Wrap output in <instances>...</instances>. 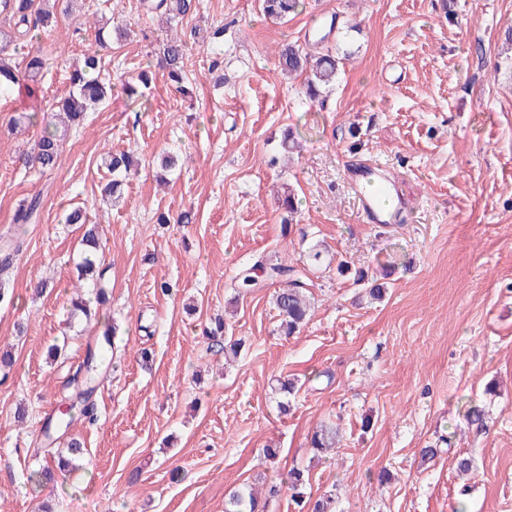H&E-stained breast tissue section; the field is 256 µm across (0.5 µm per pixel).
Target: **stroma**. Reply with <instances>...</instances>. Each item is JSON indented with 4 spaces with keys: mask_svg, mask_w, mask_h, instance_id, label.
I'll use <instances>...</instances> for the list:
<instances>
[{
    "mask_svg": "<svg viewBox=\"0 0 512 512\" xmlns=\"http://www.w3.org/2000/svg\"><path fill=\"white\" fill-rule=\"evenodd\" d=\"M90 16L133 31L105 55L116 84L166 36L139 0H85L40 42L66 63L44 77L42 109L68 91V66L93 44V31L71 36ZM333 17L338 75L312 102L304 77L281 74L277 50ZM193 23L212 37L189 48L190 96L158 73L138 115L112 97L68 133L53 170L17 164L43 126L12 131L31 102L18 87L0 94V245L21 244L0 276V347L15 359L0 371V512H224L233 491L267 490L293 467L307 471L313 497L332 496L334 512H512V0H305L283 24L265 19L260 0H200ZM289 129L300 151L284 158ZM123 149L138 172L113 206L105 156ZM165 151L178 157L167 173ZM367 165L398 180L402 223L363 216L352 173ZM285 184L299 202L287 237ZM34 195L37 217L14 224ZM77 205L102 235L109 300L99 312L118 325V350L94 396L96 422L72 430L84 459L37 484L43 419L67 402L101 331L67 317L83 231L64 215ZM187 209L194 223H177ZM314 246L332 265L307 264ZM339 258L384 274L383 300L361 297ZM259 259L313 280L299 334L279 328L275 284L234 290ZM40 280L48 288L37 295ZM217 317L245 342L229 365L203 335ZM53 344L62 352L52 361ZM281 379L300 386L285 414ZM471 405L485 411L483 431L464 423ZM323 423L340 442L317 460L309 439ZM429 445L438 455L425 465ZM267 447L275 463L260 461ZM460 454L475 461L464 477Z\"/></svg>",
    "mask_w": 512,
    "mask_h": 512,
    "instance_id": "35a3bbf8",
    "label": "stroma"
}]
</instances>
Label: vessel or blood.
<instances>
[{"instance_id": "1", "label": "vessel or blood", "mask_w": 512, "mask_h": 512, "mask_svg": "<svg viewBox=\"0 0 512 512\" xmlns=\"http://www.w3.org/2000/svg\"><path fill=\"white\" fill-rule=\"evenodd\" d=\"M354 186L369 222L379 224L400 220L403 209L400 188L384 170L372 166L360 170L354 176Z\"/></svg>"}]
</instances>
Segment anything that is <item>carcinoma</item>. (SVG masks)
Here are the masks:
<instances>
[{"label":"carcinoma","instance_id":"1","mask_svg":"<svg viewBox=\"0 0 512 512\" xmlns=\"http://www.w3.org/2000/svg\"><path fill=\"white\" fill-rule=\"evenodd\" d=\"M141 7L148 14H161L166 17L169 31L183 27L184 20L196 14L199 8L198 0H141ZM265 16L273 20H284L290 15H296L303 10L304 0H261ZM0 16L8 24L0 26V92L16 85L27 87L29 95L39 98L40 83L45 73L64 65V61L40 48L25 55V66L20 69L13 62V55L23 42L31 40L42 33H50L55 29L54 12L50 10V0H43L37 5V0H0ZM336 26L329 24L320 40H308L303 44L288 43L278 50V67L284 74H308L306 95L309 100L320 96L321 88L336 80L338 60L329 53L315 52L320 43L329 41L335 35ZM117 39L130 37V32L122 26L109 25L99 28L95 34V48L87 50L82 66L70 74L69 94L56 101L54 108L64 115L62 127L54 122H47L46 127L33 151L22 155L19 162L26 167H38L43 170L54 168L58 162L62 142L69 129L83 123L86 114L96 110L101 104L112 97L115 86L101 78L102 55L100 50L112 44V35ZM204 41L206 36L203 29L194 27L190 32L173 34L166 38L158 48L157 67L166 73L169 82L176 91L185 92V59L188 51V40ZM152 81V72L141 71L136 80L125 82L121 86L122 93L130 106H140L143 89ZM105 164L112 173V181L106 191L112 196H121L123 182L134 173L138 161L133 152L126 151L112 154L106 158ZM40 207V196L35 195L21 204L17 210L15 221L18 224L30 222ZM82 242L84 249L82 259L77 264L76 288L79 292L71 299V315L81 314L85 317L92 315L90 302L84 298L81 289L92 290L99 301L105 300L103 281L106 268L104 259L99 255L101 245L94 229L85 231ZM264 281L280 284L275 291L274 305L280 317V327L284 334L292 336L300 329L308 315V298L311 295L313 282L296 267L282 264H254L244 269L238 276V287L248 291L257 288ZM353 284L366 290L373 300H380L385 293V286L369 277L368 272L358 269L353 277ZM116 327L105 326L99 336L96 347L87 350L82 363L83 376L81 391L78 397L83 403L80 414H89L92 405L88 400L95 390V376L106 363H111L115 349ZM75 421V414L50 415L44 423V433L51 436L54 432L67 434ZM336 441V427L323 426L310 439V445L317 451L332 447ZM287 490L292 500L303 503L309 512H329L331 498L322 497L313 502L306 500V478L304 471L298 468L290 469L284 483L272 485L267 495L275 497L281 490ZM258 498L251 489L244 488L229 495L225 504V512H261Z\"/></svg>","mask_w":512,"mask_h":512}]
</instances>
